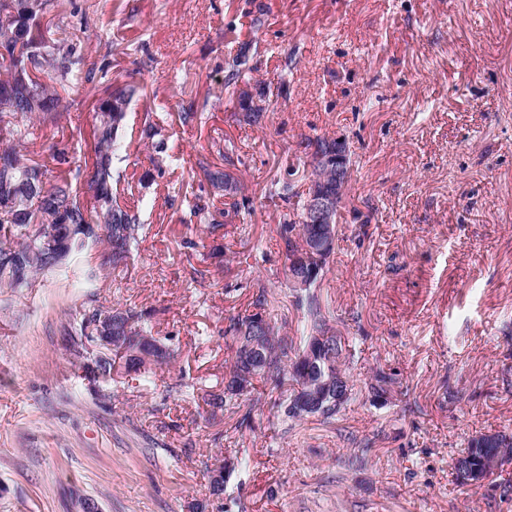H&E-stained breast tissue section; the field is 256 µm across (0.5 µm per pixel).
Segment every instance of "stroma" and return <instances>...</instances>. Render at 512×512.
<instances>
[{"instance_id":"1","label":"stroma","mask_w":512,"mask_h":512,"mask_svg":"<svg viewBox=\"0 0 512 512\" xmlns=\"http://www.w3.org/2000/svg\"><path fill=\"white\" fill-rule=\"evenodd\" d=\"M99 2L74 33L109 55L113 83L140 88L117 169L127 203L151 206L126 266L99 243L24 291L0 288V512H74L77 495L100 512H512V458L478 487L453 475L468 439L512 433V0ZM246 42L267 108L254 127L235 122L224 86ZM102 91L66 89L67 120L37 131L31 158L87 137ZM148 106L180 152L161 178L139 139ZM190 107L204 118L182 124ZM325 134L347 140L352 165L320 290L361 394L333 425L287 432L273 382L222 411L205 398L224 389L228 319L259 288L300 333L282 237L293 205L274 190L307 189L300 142ZM227 139L244 205L215 259L204 225L181 218ZM117 302L151 312L174 358L96 383L82 363L98 348L76 359L68 330ZM379 368L398 379L385 401L363 392ZM225 458L236 468L216 497L207 469Z\"/></svg>"}]
</instances>
